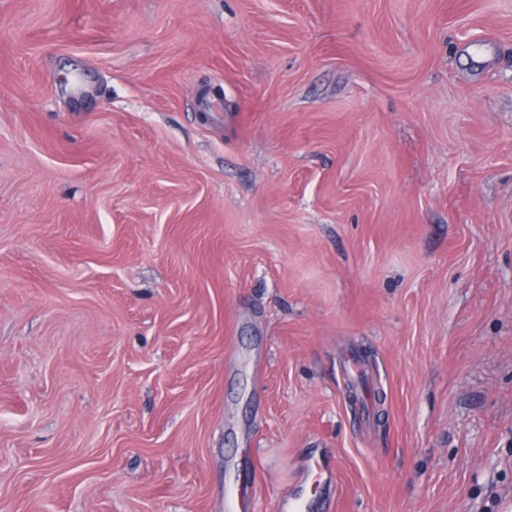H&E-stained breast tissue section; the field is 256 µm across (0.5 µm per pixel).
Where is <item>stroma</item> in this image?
Returning <instances> with one entry per match:
<instances>
[{
  "instance_id": "35a3bbf8",
  "label": "stroma",
  "mask_w": 512,
  "mask_h": 512,
  "mask_svg": "<svg viewBox=\"0 0 512 512\" xmlns=\"http://www.w3.org/2000/svg\"><path fill=\"white\" fill-rule=\"evenodd\" d=\"M291 486L512 512V0H0V512Z\"/></svg>"
}]
</instances>
